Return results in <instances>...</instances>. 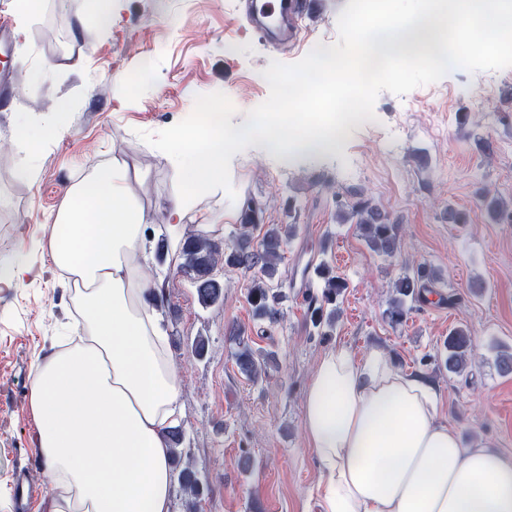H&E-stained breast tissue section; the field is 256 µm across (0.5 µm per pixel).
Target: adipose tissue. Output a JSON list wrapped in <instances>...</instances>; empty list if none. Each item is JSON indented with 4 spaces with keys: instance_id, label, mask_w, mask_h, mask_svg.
<instances>
[{
    "instance_id": "obj_1",
    "label": "adipose tissue",
    "mask_w": 512,
    "mask_h": 512,
    "mask_svg": "<svg viewBox=\"0 0 512 512\" xmlns=\"http://www.w3.org/2000/svg\"><path fill=\"white\" fill-rule=\"evenodd\" d=\"M238 134L182 132L174 143L168 239L178 246L199 198L231 187ZM117 163L69 190L48 243L73 285L74 335L38 358L29 408L37 426L46 512H171L167 432L181 376L141 275L146 214ZM305 438L322 473L325 512H512V455L462 447L423 376L382 352L325 353L304 403Z\"/></svg>"
}]
</instances>
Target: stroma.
<instances>
[{
    "instance_id": "35a3bbf8",
    "label": "stroma",
    "mask_w": 512,
    "mask_h": 512,
    "mask_svg": "<svg viewBox=\"0 0 512 512\" xmlns=\"http://www.w3.org/2000/svg\"><path fill=\"white\" fill-rule=\"evenodd\" d=\"M347 3L320 0L318 17L302 23L298 43L284 52L239 22V0H115L106 31L93 0H42L24 24L17 0H0L15 33L0 69L17 75L13 98L0 103V261L23 256L32 266L22 287L0 288V512H16L18 477L37 486L29 512H43L48 495L28 397L38 357L50 352L74 308L70 283L34 245L49 242L68 189L90 166L119 163L149 223L166 224L171 159L139 131L173 126L191 114L196 95L216 91L236 109L232 125H242L269 96L262 75L269 62L294 63L335 43ZM47 66L50 77L33 78ZM64 104L59 134L34 150L15 138L16 117L50 125ZM374 113L375 121L349 126L332 153L287 162L258 144L236 154L230 196L203 198L184 220L189 235L225 207L253 206L264 223L294 224L279 266L285 298L277 323L253 317L241 271L221 272L224 298L205 308L190 278L176 271L181 257L144 269L163 279L167 354L182 376V459L202 488L196 512H321L322 473L302 411L319 359L337 347L357 359L379 351L401 372L427 377L439 420L463 447L512 450V372L499 366L501 355L512 354V67H452L406 95L381 92ZM30 161L39 171L34 183L21 173ZM486 191L504 202L502 216L486 212ZM361 200L400 225L404 254L438 273L398 325L385 311L403 266L368 248L350 215ZM452 208L466 213V223H449ZM323 261L348 283L330 330L312 325L317 288L302 275L306 264ZM457 326L467 328L475 353L461 376L444 364V341ZM232 327L262 352V380L239 371ZM200 338L206 352L198 356Z\"/></svg>"
}]
</instances>
